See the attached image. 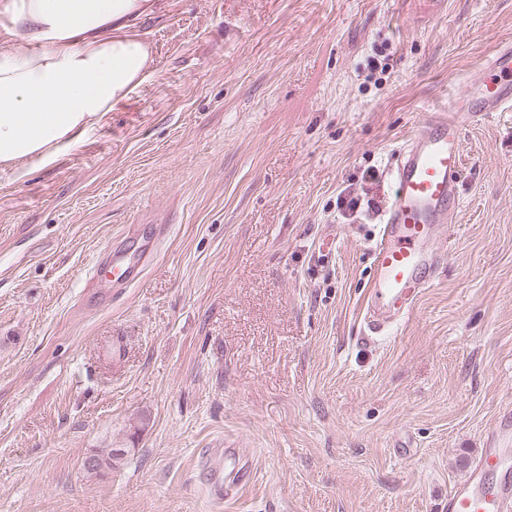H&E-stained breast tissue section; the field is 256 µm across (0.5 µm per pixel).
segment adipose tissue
Returning a JSON list of instances; mask_svg holds the SVG:
<instances>
[{
  "instance_id": "obj_1",
  "label": "adipose tissue",
  "mask_w": 512,
  "mask_h": 512,
  "mask_svg": "<svg viewBox=\"0 0 512 512\" xmlns=\"http://www.w3.org/2000/svg\"><path fill=\"white\" fill-rule=\"evenodd\" d=\"M157 0H0V166L50 161L102 121L153 65L130 29Z\"/></svg>"
}]
</instances>
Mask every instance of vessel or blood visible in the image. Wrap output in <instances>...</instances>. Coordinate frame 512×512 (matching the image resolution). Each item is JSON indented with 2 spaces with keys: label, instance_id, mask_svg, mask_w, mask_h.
I'll return each mask as SVG.
<instances>
[{
  "label": "vessel or blood",
  "instance_id": "1",
  "mask_svg": "<svg viewBox=\"0 0 512 512\" xmlns=\"http://www.w3.org/2000/svg\"><path fill=\"white\" fill-rule=\"evenodd\" d=\"M512 109V43L499 45L488 62L447 110L424 117L398 151L393 192L374 249L372 285L364 319L381 331L409 315L429 272L442 255L437 237L455 222L463 168L462 131L466 125ZM141 276L121 252L103 256L95 285L125 288ZM247 449L226 443L208 449L211 492L216 500L235 497L250 475ZM447 512H512V414L503 415L488 433L479 459L448 491Z\"/></svg>",
  "mask_w": 512,
  "mask_h": 512
}]
</instances>
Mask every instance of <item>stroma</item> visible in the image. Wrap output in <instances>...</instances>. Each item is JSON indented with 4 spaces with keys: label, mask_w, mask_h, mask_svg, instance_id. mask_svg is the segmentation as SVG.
I'll list each match as a JSON object with an SVG mask.
<instances>
[{
    "label": "stroma",
    "mask_w": 512,
    "mask_h": 512,
    "mask_svg": "<svg viewBox=\"0 0 512 512\" xmlns=\"http://www.w3.org/2000/svg\"><path fill=\"white\" fill-rule=\"evenodd\" d=\"M136 31L142 84L0 173V512H446L512 409V112L463 131L411 315L374 335L364 302L397 151L512 41V0H164ZM131 225L156 257L102 298ZM227 439L257 455L219 506ZM154 252L155 241L142 251L141 263L138 269L130 266L119 251H112V256L105 254L99 260L95 269L93 276L95 285L102 288H108L111 285L112 288H127L140 278L145 266L151 261Z\"/></svg>",
    "instance_id": "1"
}]
</instances>
